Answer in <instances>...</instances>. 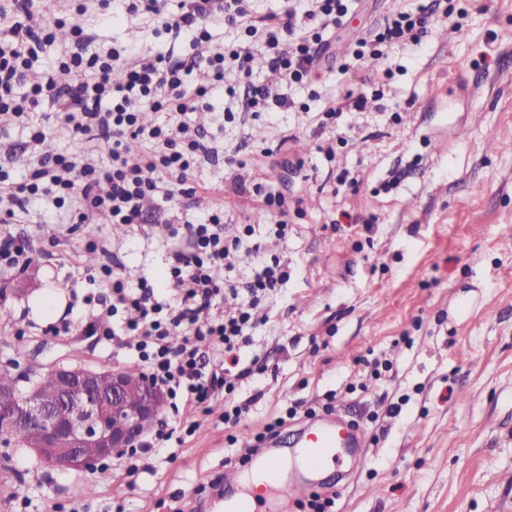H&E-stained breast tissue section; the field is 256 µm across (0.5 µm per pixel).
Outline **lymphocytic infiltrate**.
<instances>
[{
	"mask_svg": "<svg viewBox=\"0 0 512 512\" xmlns=\"http://www.w3.org/2000/svg\"><path fill=\"white\" fill-rule=\"evenodd\" d=\"M354 5L355 0H287L283 12L255 17L243 0H183L176 13L166 11L161 0H126V13L147 15L154 34L208 48L207 76L195 83L191 60L145 57L126 69L122 49L92 50L79 21L84 5L50 18L35 0H0V119L29 129L36 147L23 181L0 168V215L14 218L32 199L50 195L59 207L76 202L80 221L136 224L145 211L161 215L182 196H195L185 186L188 172L213 161L218 151L190 116L203 101L223 95L225 68H235L245 86V110L291 106V89L318 67L328 33ZM219 22L243 29L244 39L213 46L211 28ZM429 25L428 13L396 12L365 30L352 56H381L405 41L421 46ZM61 28L68 31L67 41L57 38ZM284 37L296 44L287 58L278 52ZM259 55L272 75L264 85L250 81ZM42 57L49 60L43 82L27 85V72ZM59 69L73 73L75 82L57 85ZM143 111L161 113L162 119L142 124ZM51 135L73 142L92 135L103 140L106 152L94 160L38 152ZM131 140L146 145L143 163H129ZM187 228L186 244L170 253L173 287L129 288L106 265L104 294L79 312L89 324L110 329L116 348L166 393L174 418L160 423L149 442L153 448L168 447L177 434H194L195 414L210 412L215 398L233 394L250 376V369L239 366V352L257 327L253 312L288 280L287 266L264 254L254 225L225 223L223 205ZM242 254L250 257L251 270L231 279L233 260ZM204 311L213 312L211 322H199ZM173 335L182 338L175 348L169 343Z\"/></svg>",
	"mask_w": 512,
	"mask_h": 512,
	"instance_id": "obj_1",
	"label": "lymphocytic infiltrate"
}]
</instances>
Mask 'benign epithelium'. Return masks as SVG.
I'll list each match as a JSON object with an SVG mask.
<instances>
[{
	"instance_id": "obj_1",
	"label": "benign epithelium",
	"mask_w": 512,
	"mask_h": 512,
	"mask_svg": "<svg viewBox=\"0 0 512 512\" xmlns=\"http://www.w3.org/2000/svg\"><path fill=\"white\" fill-rule=\"evenodd\" d=\"M57 392L34 394L0 406V428L38 426L42 442L32 448L49 469L91 471L122 448H130L156 420L163 391L128 370L58 367Z\"/></svg>"
}]
</instances>
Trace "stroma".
Here are the masks:
<instances>
[{
    "mask_svg": "<svg viewBox=\"0 0 512 512\" xmlns=\"http://www.w3.org/2000/svg\"><path fill=\"white\" fill-rule=\"evenodd\" d=\"M424 7L434 16L421 48L353 62L344 75L321 64L290 109L242 115L230 93L238 79L225 72L228 95L197 123L226 160L189 175L193 209L88 236L38 200L0 223V239L28 259L22 269L0 262V364L129 367L106 336L59 313L35 318L30 300L98 296L100 267L86 261L95 238L119 246L127 284L157 286L167 236L216 198L225 223H270L233 192L259 187L288 204L287 240L264 247L290 277L262 302L265 323L240 352L242 365H267L230 397L250 405L240 436L298 403L281 433L291 442L306 409L332 392L336 417L358 423L367 448L335 512H512V0H358L332 52L349 56L355 29ZM102 12L90 0L82 18L96 45L126 48L130 64L167 53V38L120 0L112 21ZM196 420L193 436L142 454L132 476L114 459L106 471H63L0 450V512H195V488L244 451L217 415Z\"/></svg>",
    "mask_w": 512,
    "mask_h": 512,
    "instance_id": "35a3bbf8",
    "label": "stroma"
}]
</instances>
